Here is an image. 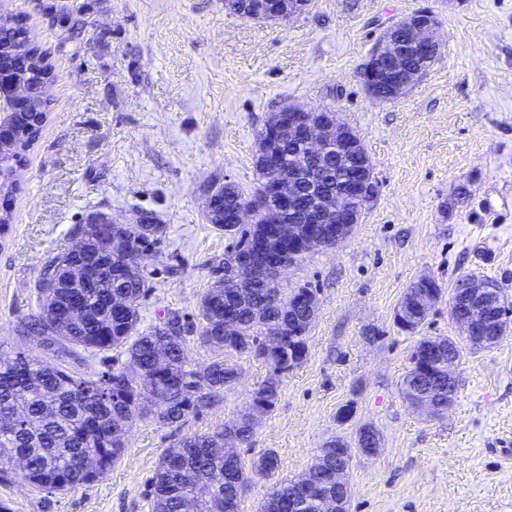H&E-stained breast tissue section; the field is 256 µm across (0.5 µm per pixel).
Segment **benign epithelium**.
Returning <instances> with one entry per match:
<instances>
[{
  "instance_id": "benign-epithelium-1",
  "label": "benign epithelium",
  "mask_w": 512,
  "mask_h": 512,
  "mask_svg": "<svg viewBox=\"0 0 512 512\" xmlns=\"http://www.w3.org/2000/svg\"><path fill=\"white\" fill-rule=\"evenodd\" d=\"M258 8L245 14L250 19L265 17L270 20L288 19L308 11L311 0H257ZM440 24L435 14L420 9L388 27L377 39L361 79L368 91L384 102L402 97L428 71L412 68L410 57H426L428 64L437 59ZM31 89L21 77L12 61H0V148L16 141L25 124L29 122ZM288 131V139L310 158L321 159L336 151L339 161L350 162L354 171L343 178L336 196H331L308 213L311 224L330 225V234L323 237L300 224H289L284 212L294 210L299 203L297 178L288 172V178L274 179L272 193L278 198L279 207L265 211V236L270 242H288L298 255L331 250L343 243L359 223L364 211L378 193L374 164L360 135L341 121L338 113L323 107L307 110L289 105L270 117L265 135L259 139L257 158L270 171L280 166L279 137ZM132 225L118 224L100 215L84 225L78 240L65 254L63 265L70 269L91 264L101 256H112L121 249L131 233ZM289 269L277 252L264 244L236 252L231 261L227 283L250 287L272 278L282 280ZM421 291L409 307L394 313L400 326L415 318H425L440 298V291L433 288L431 279L419 280ZM457 292L466 296L464 307L450 308V316L459 328L460 338L471 345L498 342L505 338L504 329L509 307L498 285L486 278L468 276L461 280ZM428 363L441 360V353L448 351V404H453L457 386L459 360L453 353V342L445 336H428L418 345ZM326 465L323 455H318L308 470L295 480L299 491H306L312 474ZM351 498L349 464L336 462V497L320 502L321 512H343V502Z\"/></svg>"
}]
</instances>
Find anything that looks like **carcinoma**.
<instances>
[{
  "label": "carcinoma",
  "mask_w": 512,
  "mask_h": 512,
  "mask_svg": "<svg viewBox=\"0 0 512 512\" xmlns=\"http://www.w3.org/2000/svg\"><path fill=\"white\" fill-rule=\"evenodd\" d=\"M0 54L20 56L35 65L48 83L56 75L46 62L37 42L22 19L9 16L0 19ZM48 98L34 96L31 108L32 130L3 155L13 161L0 165V200L3 215L0 224H10L11 210L7 207L19 189L20 172L26 151L38 137ZM259 182L254 192L246 194L231 182L224 184V212L241 202L252 203L263 212L267 181L273 174L258 171ZM224 231L228 244L224 262H229L236 249L249 245L256 225H216ZM160 227L145 224L134 227L126 242V250L112 257L111 275L101 278L93 288H63L48 300L37 295L39 330L50 328L55 334L45 337L46 345L64 356L81 355L94 358L115 348H122L127 363L121 367L108 366L102 371L79 372L59 364L48 367L23 351L12 357L0 355V446L25 460L29 483L46 493H66L86 487L104 476L124 455L127 443L115 441L114 433L128 435L141 422L150 421L161 427H179L189 417L198 416L218 398L231 391L238 381L239 360L254 358L265 362L271 373L251 393V400L266 405L271 414L281 401V377L307 356L308 317L300 313L294 322L283 324L281 343L273 351L263 348L264 327L281 321L274 293L283 297H299L307 287L286 288L284 284L244 288L236 296L239 309L228 318L224 314V293L208 289L200 299L204 324L196 340L207 348L223 352L213 360L206 373L200 375L188 365L186 337L181 321L170 314L166 321L141 327L140 304L150 290L148 276L127 280L122 267L126 259L136 258L148 249ZM116 294L132 298L123 312L112 307ZM168 353V363L155 366L157 351ZM436 388L438 403L448 411V384L444 371L438 367L428 373ZM242 434L241 444L250 446L255 429L248 414L232 423ZM161 457L147 492L152 512H204L208 504L229 505L239 512L243 485L227 476L233 469L245 480L249 472L273 477L278 468L275 453L267 450L246 467L236 448L224 447V429L212 433L181 438ZM92 456L102 468L92 476L77 465V460ZM294 480L278 479L265 498L261 512H288L294 501Z\"/></svg>",
  "instance_id": "1"
}]
</instances>
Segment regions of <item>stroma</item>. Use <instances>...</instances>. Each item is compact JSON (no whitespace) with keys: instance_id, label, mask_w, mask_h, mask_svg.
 I'll return each instance as SVG.
<instances>
[{"instance_id":"obj_1","label":"stroma","mask_w":512,"mask_h":512,"mask_svg":"<svg viewBox=\"0 0 512 512\" xmlns=\"http://www.w3.org/2000/svg\"><path fill=\"white\" fill-rule=\"evenodd\" d=\"M423 7L441 24L438 60L399 100L373 99L360 71L374 42ZM0 8L24 20L57 74L11 230L0 234V354L20 348L56 365L32 329L44 261L98 215L130 224L146 213L163 233L142 256L152 282L142 323L178 314L192 332L190 366L210 364L194 334L226 241L206 201L227 182L254 190L258 134L272 113L329 107L360 134L379 192L340 246L286 272L285 285L312 288L320 307L307 357L283 374L282 399L243 461L270 449L277 477L295 478L325 441H354L368 424L382 449L354 455L349 512H512V334L463 358L447 416L429 417L399 391L417 338L456 335L448 305L460 276L496 280L512 302V0H312L279 21L227 15L224 0ZM424 277L442 298L409 334L394 309ZM268 375L263 362L242 360L233 390L179 431L138 424L122 459L90 486L48 494L14 472L0 501L11 512H151L145 483L175 436L223 427Z\"/></svg>"}]
</instances>
